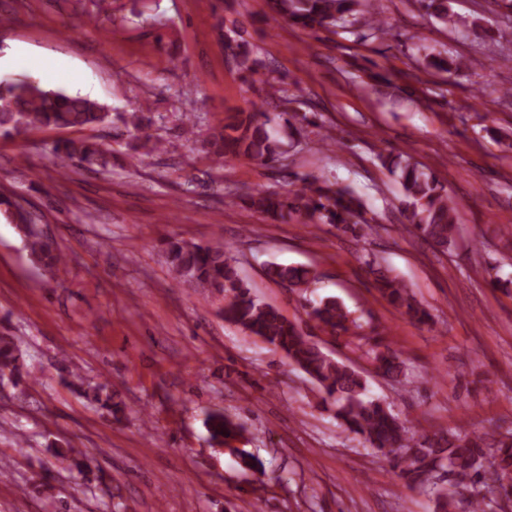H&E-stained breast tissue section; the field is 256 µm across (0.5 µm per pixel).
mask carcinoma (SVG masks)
Listing matches in <instances>:
<instances>
[{"instance_id":"obj_1","label":"carcinoma","mask_w":512,"mask_h":512,"mask_svg":"<svg viewBox=\"0 0 512 512\" xmlns=\"http://www.w3.org/2000/svg\"><path fill=\"white\" fill-rule=\"evenodd\" d=\"M421 7L439 23L450 28L467 26L455 15L450 0H418ZM269 18L283 19L303 30L331 29L336 26L361 24L373 31H384L381 20L359 9L360 0H267ZM227 49L243 74L255 72L247 42L235 40ZM264 112L256 104L247 111L233 112L224 119V127L213 136L211 146L217 161L247 157L264 163L279 160L281 142L273 137ZM119 120L135 131L132 149L149 153L160 150L159 142L149 133L152 118L144 112L116 115L95 100L72 96L60 90H47L24 80L0 81V135L13 136L30 131L74 129L82 131L112 124ZM53 161L67 168L78 162L88 169L105 170L112 165V149L91 137L64 139L52 150ZM381 164L396 175L402 189V203L407 220L405 228H413L435 246L447 250L455 245L457 203L448 195L437 177L418 165L391 155L379 157ZM244 204L273 222L296 219L302 224H330L344 232L365 236L373 231L364 218L361 198L353 191L327 179L314 178L287 194L258 191L248 195ZM4 216L16 225L22 235L29 259L40 268L52 272L65 262L54 243L39 232L32 216L15 208ZM165 261L179 283L204 288L224 295V320L281 351L288 362L302 371L316 385L324 401L330 402L336 419L349 432L377 450L391 463L399 479L414 489L432 490L440 470L449 471L457 487L471 493L470 512H488L493 495L504 493L512 498L500 479L512 475V434L494 435L445 431L431 437H416L408 427L380 400L368 393L366 375L354 365L338 361L325 352L299 325L277 308L250 295L224 245L170 239L163 248ZM374 275L383 299L401 314L416 320L428 317L426 310L410 294L408 288L391 271L371 259L365 260ZM268 276L286 285L303 298L301 304L308 321L331 336L348 333L358 327L352 312L334 297L313 302L304 297L318 279L315 270L272 263ZM377 370L400 384H409L400 353L395 350L367 351ZM23 361L13 338L0 336V374L13 379L23 376ZM101 385L87 386L84 396L107 410L112 416L122 411L113 395L104 393ZM205 425L210 440L218 445L238 434L242 427L221 411L207 414Z\"/></svg>"}]
</instances>
